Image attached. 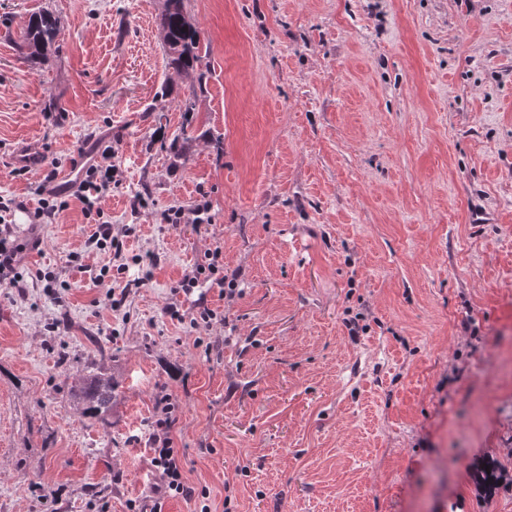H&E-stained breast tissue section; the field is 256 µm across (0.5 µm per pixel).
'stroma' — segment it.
<instances>
[{
  "label": "stroma",
  "instance_id": "1",
  "mask_svg": "<svg viewBox=\"0 0 512 512\" xmlns=\"http://www.w3.org/2000/svg\"><path fill=\"white\" fill-rule=\"evenodd\" d=\"M162 3L0 0V195L27 245L0 286V512L151 504L167 402L209 496L163 512H512L472 480L512 448V0H184L201 79L168 67ZM35 12L61 21L42 59ZM107 146L101 206L151 268L86 249L78 201L30 221L17 152L64 171ZM202 198L213 224L165 222ZM211 262L233 300L180 289ZM100 368L104 424L73 391Z\"/></svg>",
  "mask_w": 512,
  "mask_h": 512
}]
</instances>
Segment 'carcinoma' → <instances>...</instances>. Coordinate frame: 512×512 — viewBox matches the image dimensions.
<instances>
[{"label":"carcinoma","mask_w":512,"mask_h":512,"mask_svg":"<svg viewBox=\"0 0 512 512\" xmlns=\"http://www.w3.org/2000/svg\"><path fill=\"white\" fill-rule=\"evenodd\" d=\"M184 0H164L160 15V34L166 50L167 64L174 71L202 70L201 33L186 16ZM60 22L50 13L30 15L24 30V44L32 55H41L55 44ZM118 396V385L105 372H98L80 383L78 413L80 416L104 421L112 402ZM476 487L491 495L504 486L512 487V471L498 459L486 461L474 474Z\"/></svg>","instance_id":"carcinoma-1"}]
</instances>
